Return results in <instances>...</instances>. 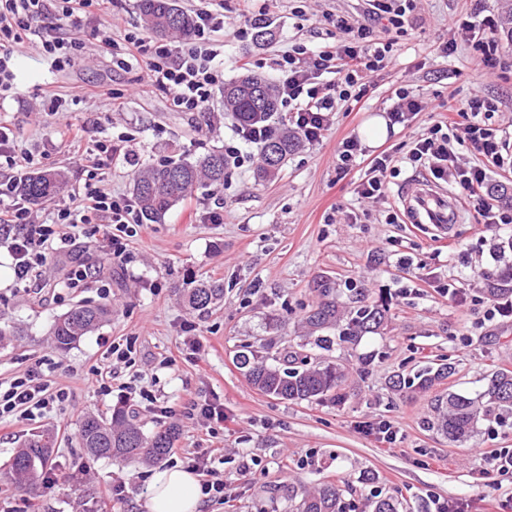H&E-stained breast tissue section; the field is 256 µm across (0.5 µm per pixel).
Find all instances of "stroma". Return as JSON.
<instances>
[{
	"label": "stroma",
	"instance_id": "stroma-1",
	"mask_svg": "<svg viewBox=\"0 0 512 512\" xmlns=\"http://www.w3.org/2000/svg\"><path fill=\"white\" fill-rule=\"evenodd\" d=\"M275 32L271 43L256 44L253 35L227 47L224 79L255 73L276 79L273 61L282 50L303 44H332L327 16L368 19V0H257ZM499 11L498 0H421L419 21L390 38L375 25L379 41H393L396 62L371 79L356 106L339 103L322 142L293 152L270 183L253 178L255 163L227 169L224 186L202 188L169 211L160 223L138 227L124 264L102 249L105 227L86 225L68 251H50L30 287L17 284L6 244L0 243V327L20 329L19 337L0 347V383L29 369L68 388V398L52 412L32 420L0 422V464L32 433L52 430L56 441L49 459L62 481L45 484L38 498L41 512H146L149 481L156 467H187L202 455L215 476L225 478L232 496L204 503L201 512H293L291 495L300 486L338 485L356 512H372V487L397 495L400 512H426L433 498L467 503L471 512H499L512 478L485 473V448H512V416L491 415L466 443L455 444L427 426L438 393L473 394L487 376L512 371V312L487 317V274L512 263L501 251L512 237V224L480 223L473 206L464 205L448 237L432 227L389 224V208L411 182L426 180L423 170L402 167L391 179L387 202L360 199L355 181L365 171L337 169V149L358 135L374 116H386L397 89L424 97L427 107L405 125L395 126L374 151L404 155L414 139L455 106L481 95L497 106L490 123L503 143L512 144V76L486 73L473 50L459 45L448 57L439 47L452 22L471 14ZM18 95L0 99V120L13 129L20 147L39 153L41 169H63L68 187L53 202L34 206L39 220L71 204L84 178L85 144L64 135L66 122L83 121L92 136L120 138L121 152L104 168V186L113 195L131 197L139 168L170 158L193 160L212 148L236 146L259 155L256 144L241 143L237 126L213 93L209 112L175 111L165 94L143 87L133 70L113 67L98 55L58 71L38 48L29 45L15 59ZM83 84L108 86L126 107L113 111L108 102L88 100L70 112H44L45 96ZM356 212L351 224L335 205ZM220 210L223 221L208 224L205 212ZM84 265L95 276L78 288L65 287L72 268ZM328 277L346 309L383 304L384 326L354 343L338 341L330 330V348L315 346L301 326L317 299L315 277ZM214 278L224 284V301L211 311H193L179 300L186 283ZM461 288L465 310L451 303L446 285ZM107 301L112 319L61 353L51 347L56 316L81 301ZM132 340L129 362H108L111 342ZM274 362L288 351L340 367L346 374L344 403L286 401L253 388L236 365L242 346ZM447 358L456 373L435 392L394 390L392 376ZM111 366L107 387L94 370ZM150 399H142V392ZM224 405V421L211 424L192 416L193 403ZM133 405L145 434L177 425L180 452L161 464L95 458L78 439L80 418L108 413L112 406ZM398 422L394 450H386L359 430L364 421ZM256 459L260 473L240 471ZM372 472L374 483L364 481ZM113 495H105V488Z\"/></svg>",
	"mask_w": 512,
	"mask_h": 512
}]
</instances>
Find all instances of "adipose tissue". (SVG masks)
Instances as JSON below:
<instances>
[{"label":"adipose tissue","mask_w":512,"mask_h":512,"mask_svg":"<svg viewBox=\"0 0 512 512\" xmlns=\"http://www.w3.org/2000/svg\"><path fill=\"white\" fill-rule=\"evenodd\" d=\"M200 508V487L192 472L177 467L152 474L147 512H199Z\"/></svg>","instance_id":"ef3b65f1"}]
</instances>
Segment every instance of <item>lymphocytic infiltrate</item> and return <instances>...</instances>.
I'll return each mask as SVG.
<instances>
[{"mask_svg":"<svg viewBox=\"0 0 512 512\" xmlns=\"http://www.w3.org/2000/svg\"><path fill=\"white\" fill-rule=\"evenodd\" d=\"M117 3L0 0V95L16 88L13 59L27 40L40 36L42 54L56 69L72 66L85 55L81 34L90 18L111 13ZM416 9V0H371V23L333 18L332 25L339 33L336 44L319 48L297 45L275 59L279 96L290 112L288 124L303 142L320 143L337 103L360 101L367 91L368 77L391 65L393 44L375 41L373 22H384L386 29L400 33L413 24ZM46 18L54 20L57 35L41 36L38 24ZM497 28V19L490 15L478 26L469 18H461L452 39L443 43L440 51L447 57L459 43L470 44L485 70H494L500 64ZM218 31L228 42L244 36L242 28H225L223 13L203 8L196 12V30L189 42L176 44L139 32H128L117 39L111 31L97 29L93 32L94 51L111 58L119 69L140 68L146 86L164 92L177 110L201 114L224 78V65L212 45V35ZM494 109L493 103L473 96L457 110L464 123L463 138L452 139L453 125L439 121L413 141L402 162H395L385 151L376 154L368 174L356 187L357 195L376 201L386 199L390 178L399 175L401 165L406 164L427 169L434 180L451 181L463 199L473 202L482 223L512 224V208L492 203L484 192L488 165L506 164L504 145L484 120L485 114ZM68 131L73 141L88 140L86 123H69ZM91 143L84 184L73 205L58 208L51 223L39 224L32 218L28 200L15 189L16 173L37 165L38 158L19 148L12 128L0 123V158L9 170L8 175L0 177V237L8 245L17 281H30L49 249L74 244L77 228L97 221L112 227L106 236L109 257L124 259L126 239L134 234L138 221L137 210L131 200L112 196L102 185V167L116 151L111 138ZM461 147L480 156V163L461 167L457 157ZM66 399L64 388L51 386L41 371L31 369L14 378L6 389H0V420L33 417Z\"/></svg>","mask_w":512,"mask_h":512,"instance_id":"1","label":"lymphocytic infiltrate"}]
</instances>
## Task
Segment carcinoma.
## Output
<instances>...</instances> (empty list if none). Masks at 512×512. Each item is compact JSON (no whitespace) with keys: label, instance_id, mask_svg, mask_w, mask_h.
<instances>
[{"label":"carcinoma","instance_id":"obj_1","mask_svg":"<svg viewBox=\"0 0 512 512\" xmlns=\"http://www.w3.org/2000/svg\"><path fill=\"white\" fill-rule=\"evenodd\" d=\"M505 24L501 39L512 45V0H500ZM138 10L144 27L152 34L166 38L189 39L195 32L194 17L178 5V0H139ZM224 111L243 127L265 123L278 112L277 85L260 75H244L224 85ZM301 145L297 132L288 127L269 133L262 147V161L255 177L264 181L274 177L285 164L288 155ZM226 159L224 151L213 149L190 161L186 158L165 160L148 166L133 179L132 192L141 218L150 223L161 222L165 215L198 188L217 191L224 187ZM67 186L62 171L44 170L29 174L17 185L19 195L32 203H47L57 198ZM486 292L490 299H512V265L486 276ZM317 302L305 312L304 324L310 332H323L339 326L343 317L332 284L316 283ZM182 303L193 310H206L224 299V283L201 281L179 290ZM386 310L377 305H364L350 313L341 327L339 340L353 341L365 334L376 333L386 320ZM112 318L109 304L81 303L57 317L50 331L53 347L66 352L80 340ZM239 368L259 391L288 401H321L332 398L341 401L340 386L345 374L337 367L313 364L299 353L285 355L283 366L269 365L255 354L239 353ZM450 363H432L406 379L391 378L392 387L415 388L429 392L454 374ZM512 415V372H496L474 398L448 393L435 399V421L452 442H465L478 429L481 408ZM177 437V427L169 426L148 436L132 412L116 405L107 414H86L80 422L79 439L82 447L98 457L120 460L157 462L170 453ZM53 435L40 432L32 435L0 468V484L35 494L40 489V477L51 456ZM298 512H351L341 489L333 483H323L313 489L302 488Z\"/></svg>","mask_w":512,"mask_h":512}]
</instances>
